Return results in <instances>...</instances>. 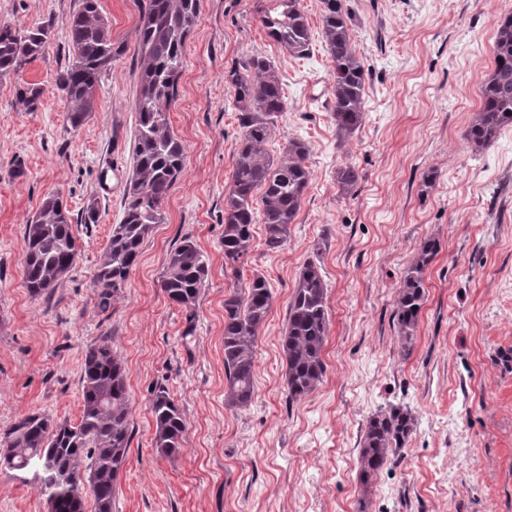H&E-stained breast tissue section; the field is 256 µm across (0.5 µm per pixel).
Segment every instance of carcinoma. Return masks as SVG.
<instances>
[{"label": "carcinoma", "mask_w": 512, "mask_h": 512, "mask_svg": "<svg viewBox=\"0 0 512 512\" xmlns=\"http://www.w3.org/2000/svg\"><path fill=\"white\" fill-rule=\"evenodd\" d=\"M322 39L333 65L332 110L338 134L351 137L363 121V95L368 71L351 40L349 14L341 0H321ZM201 0H140L136 52L140 60L136 96V130L131 177L125 189L121 221L112 233L93 281L95 305L112 309L142 244L154 225L164 221L163 204L184 170L186 150L173 132L168 109L177 92L185 41L200 15ZM268 36L293 57H304L310 29L302 0H274L262 17ZM70 58L57 75L56 86L68 103L66 118L77 128L95 107V91L103 72L122 53L112 42L108 21L98 0H81L69 19ZM52 39V25L20 28L0 24V80L17 76L42 55ZM240 109L242 134L232 163L231 185L224 194V268L237 284L224 299L225 397L237 408L249 405L254 393L255 346L273 295L266 277L244 276V263L254 242V224L264 226V247L281 250L288 241L311 182L306 164L308 149L291 140L275 158L266 145L276 118L287 108L281 80L273 62L252 56L224 73ZM42 88L36 83L16 85L13 106L35 112ZM512 127V14L498 22L494 67L481 86V105L465 132L472 149L490 145ZM356 167L336 169V187L349 195L359 182ZM327 244L319 241L314 259L299 269L288 304V321L281 337L288 401L313 393L326 372L323 350L328 336V284L317 263ZM441 250L431 237L404 273L394 309L401 343L412 344L425 300L424 272ZM78 255L70 211L58 194L47 195L39 213L25 225L23 264L25 286L35 296L50 295L58 272L72 267ZM206 256L196 242L184 238L167 256L161 288L171 302L186 309L187 330L196 317V303L208 277ZM82 414L75 424L57 421L35 411L18 416L0 431V466L30 474L46 496L48 512H84L86 492L94 512H112L117 477L130 448L131 402L126 370L101 337L87 348L81 370ZM155 421L153 449L162 457L179 453L184 423L179 406L163 386L150 401ZM416 430L407 408L390 406L372 414L361 438L359 480L369 485L384 467L397 461Z\"/></svg>", "instance_id": "obj_1"}]
</instances>
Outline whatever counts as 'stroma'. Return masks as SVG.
<instances>
[{"label":"stroma","instance_id":"obj_1","mask_svg":"<svg viewBox=\"0 0 512 512\" xmlns=\"http://www.w3.org/2000/svg\"><path fill=\"white\" fill-rule=\"evenodd\" d=\"M79 4L0 0L2 23L53 26L44 54L22 72L43 90L39 109L16 111L13 80H0V429L29 411L77 422L84 352L108 336L126 368L133 429L113 512H512V362L502 359L512 351V128L480 152L465 139L512 0H342L369 71L363 123L345 141L332 118L320 0H302L305 58L267 35L261 18L272 0H201L168 110L185 167L108 315L94 305L92 282L132 170L140 4L100 0L123 52L101 76L91 116L74 128L55 80ZM254 55L274 61L287 101L267 150L277 157L289 141L305 143L312 180L286 246L254 245L245 261L266 277L273 304L257 341L252 401L236 408L225 399L224 298L235 279L223 237L242 128L224 73ZM347 163L360 180L346 197L336 170ZM52 191L78 220V255L46 298L24 284L22 247ZM92 199L99 220L80 223ZM186 236L209 266L191 324L161 288L166 256ZM430 237L442 248L425 270V302L405 348L395 301ZM322 238L326 374L292 402L280 339L297 272ZM160 385L185 426L171 458L152 448L150 400ZM390 405L409 407L417 428L401 459L365 488L360 436ZM0 512H47L37 482L1 469Z\"/></svg>","mask_w":512,"mask_h":512}]
</instances>
